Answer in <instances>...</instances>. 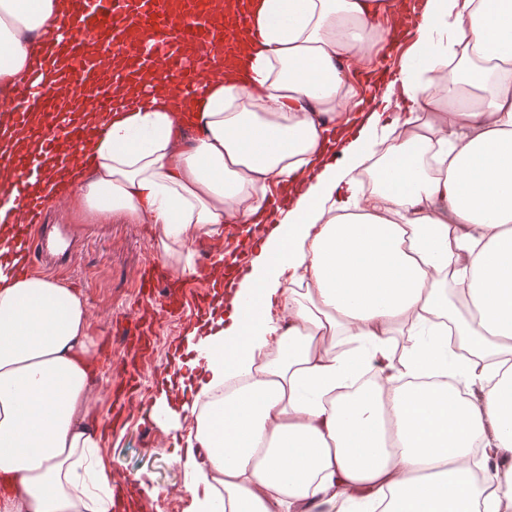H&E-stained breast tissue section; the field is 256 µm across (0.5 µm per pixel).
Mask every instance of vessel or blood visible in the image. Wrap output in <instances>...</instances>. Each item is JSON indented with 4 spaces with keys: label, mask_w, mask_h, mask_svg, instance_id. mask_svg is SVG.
I'll return each instance as SVG.
<instances>
[{
    "label": "vessel or blood",
    "mask_w": 512,
    "mask_h": 512,
    "mask_svg": "<svg viewBox=\"0 0 512 512\" xmlns=\"http://www.w3.org/2000/svg\"><path fill=\"white\" fill-rule=\"evenodd\" d=\"M221 0H71L66 25L47 30L43 67L30 85L23 100L1 101L0 110L7 114V136L40 143L37 152L10 155V170L0 178V208L15 205L24 208L28 219L12 226L11 242L0 246V266L16 272H31L40 255L52 243L38 231L41 219L37 188L51 169L53 144L70 142V162L82 160V147L91 139L93 129L76 113L60 116L64 101H77L93 112H107L112 100L102 87L101 76L86 47L96 44L124 55L125 68L116 78L136 83L137 88L123 102L125 108H140L150 90L138 86L139 73L146 68L167 69L170 87L179 92L214 81L207 65L209 55L220 52L233 57L238 45L232 31L216 39L209 19ZM175 293L168 282L149 280L140 291L130 324L122 333L127 343L136 344L155 330L157 322L150 314L157 308H174ZM143 365H136L123 386L115 388L116 411L131 409L137 397Z\"/></svg>",
    "instance_id": "vessel-or-blood-1"
}]
</instances>
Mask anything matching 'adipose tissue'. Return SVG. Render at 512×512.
I'll return each instance as SVG.
<instances>
[{
  "mask_svg": "<svg viewBox=\"0 0 512 512\" xmlns=\"http://www.w3.org/2000/svg\"><path fill=\"white\" fill-rule=\"evenodd\" d=\"M239 9L245 55L211 57L218 82L178 99L146 72L150 102L86 114L87 164L41 189L48 210L65 194L153 224L183 272L195 239L254 235L286 190L229 322L185 332L201 393L226 390L177 457L193 512H512V0H414L412 107L384 139L376 111L344 130L391 0H227ZM69 12L0 0V96L23 95ZM363 166L371 192L340 198ZM451 330L469 354L455 366ZM92 344L77 291L0 271V512H112ZM478 454L496 462L480 482Z\"/></svg>",
  "mask_w": 512,
  "mask_h": 512,
  "instance_id": "obj_1",
  "label": "adipose tissue"
}]
</instances>
